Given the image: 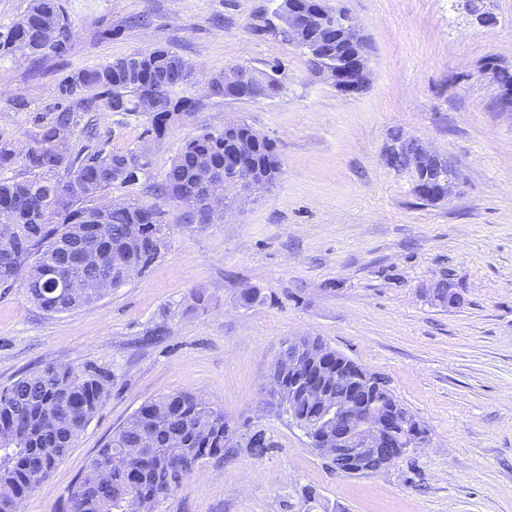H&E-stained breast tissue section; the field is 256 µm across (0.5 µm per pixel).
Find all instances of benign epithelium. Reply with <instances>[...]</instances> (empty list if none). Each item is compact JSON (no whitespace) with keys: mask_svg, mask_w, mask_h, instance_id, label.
<instances>
[{"mask_svg":"<svg viewBox=\"0 0 512 512\" xmlns=\"http://www.w3.org/2000/svg\"><path fill=\"white\" fill-rule=\"evenodd\" d=\"M284 24L298 35L299 46L309 53L336 47V58L319 72L343 93L361 91L369 79L368 53L360 29L342 10L324 0H291ZM501 109L512 112V70L492 67ZM239 121L224 125V172L206 169L199 187L185 196L204 207L207 224L219 214L239 211L251 197L267 187L255 176L247 150L249 134L239 132ZM397 152L414 174V192L427 201L451 199L459 193L460 173L444 157L429 152L418 140L400 144ZM224 177V200L205 198L214 177ZM434 303L460 306L463 294L453 285L438 282L423 289ZM387 382L363 369L317 338L294 339L284 344L269 381L270 396L306 430L314 448L339 473H366L389 465L425 437L415 418L395 401H385Z\"/></svg>","mask_w":512,"mask_h":512,"instance_id":"obj_1","label":"benign epithelium"}]
</instances>
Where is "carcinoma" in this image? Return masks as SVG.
I'll list each match as a JSON object with an SVG mask.
<instances>
[{
	"mask_svg": "<svg viewBox=\"0 0 512 512\" xmlns=\"http://www.w3.org/2000/svg\"><path fill=\"white\" fill-rule=\"evenodd\" d=\"M72 37L59 0H28L19 20L0 34V55L64 53ZM194 66L152 48L82 69L58 86L61 101L51 116L35 117L37 131L24 152L0 142V285L18 276L34 304L47 313L90 305L124 281L115 261L148 267L166 246L169 225L151 207L101 202L115 184H131L146 167V150H79L71 139L89 130L90 113L146 115L156 141L169 125L164 116L186 95ZM153 111L142 98L156 85ZM258 174L269 184L280 173L275 144L255 150ZM224 166V132H204L186 142L156 191L177 202L197 184L203 164ZM109 371L93 364L62 368L48 363L0 388V512H17L19 500L39 489L76 447L110 395ZM224 458V411L200 395L173 392L143 404L87 462L73 487L69 509L56 512H157L207 459Z\"/></svg>",
	"mask_w": 512,
	"mask_h": 512,
	"instance_id": "obj_1",
	"label": "carcinoma"
}]
</instances>
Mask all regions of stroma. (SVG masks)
I'll return each instance as SVG.
<instances>
[{
  "label": "stroma",
  "mask_w": 512,
  "mask_h": 512,
  "mask_svg": "<svg viewBox=\"0 0 512 512\" xmlns=\"http://www.w3.org/2000/svg\"><path fill=\"white\" fill-rule=\"evenodd\" d=\"M278 4L63 0L65 54L0 58V142L18 147L64 75L148 48L194 64V95L232 65L277 67L283 85L258 101L205 100L154 144L143 116L99 114L95 139L75 134L80 146H149L145 174L104 199L159 209L170 234L144 274L71 313L41 310L22 284L0 286V387L49 361L112 375L108 400L21 512H55L98 448L170 391L203 395L268 447L208 460L159 512H512V112L499 109L489 67L512 66V0H481L488 26L465 0H331L370 45V79L354 94L267 27ZM232 120L274 141L281 175L224 223L189 222L153 185L185 142ZM412 138L458 168L453 199H421L392 163ZM438 280L461 289V307L422 295ZM251 288L259 298L248 304ZM198 292L206 303L195 310ZM301 336L383 376L426 442L383 469L336 472L268 403L283 344Z\"/></svg>",
  "instance_id": "1"
}]
</instances>
